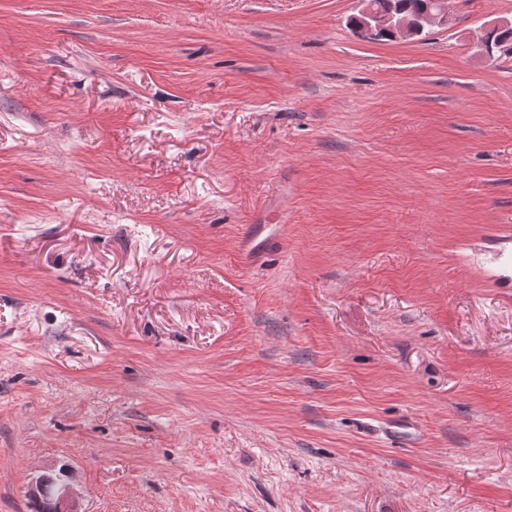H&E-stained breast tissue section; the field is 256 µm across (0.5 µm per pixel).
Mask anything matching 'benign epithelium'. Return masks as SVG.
Wrapping results in <instances>:
<instances>
[{
  "label": "benign epithelium",
  "mask_w": 512,
  "mask_h": 512,
  "mask_svg": "<svg viewBox=\"0 0 512 512\" xmlns=\"http://www.w3.org/2000/svg\"><path fill=\"white\" fill-rule=\"evenodd\" d=\"M359 24L354 33L363 38L376 39L382 33H391L397 39H413L435 26H445L452 19L453 0H431L420 15L410 17L401 9L387 12L375 8L373 0H359ZM58 512H79L78 496L71 480L55 489Z\"/></svg>",
  "instance_id": "obj_1"
}]
</instances>
